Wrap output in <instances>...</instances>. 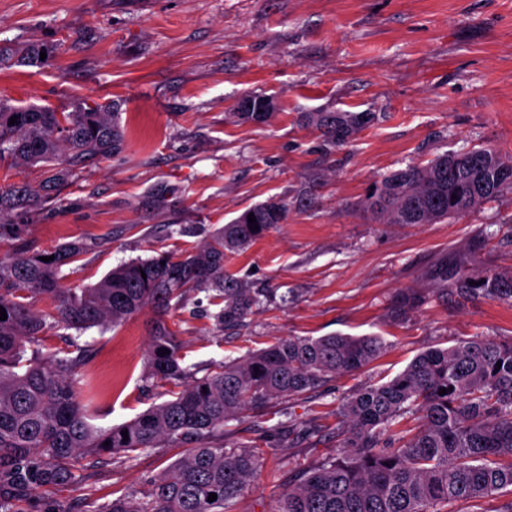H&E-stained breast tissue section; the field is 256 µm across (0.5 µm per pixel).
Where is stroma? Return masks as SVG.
<instances>
[{
    "mask_svg": "<svg viewBox=\"0 0 512 512\" xmlns=\"http://www.w3.org/2000/svg\"><path fill=\"white\" fill-rule=\"evenodd\" d=\"M32 43L58 50L41 68L0 67V97L58 112L116 102L125 146L78 169L35 218L8 214L23 230L0 255L92 244L63 270L82 288L122 262L191 253L255 204H288L285 223L225 262L267 298L243 326L217 330L210 293L190 291L162 315L148 306L104 331L69 330L94 350L80 372L101 387L96 426L167 400L144 381L161 317L185 365L200 369L289 336L382 337L388 348L365 372L286 401L319 425L311 440L272 434L257 410L229 422L244 443L272 435L238 509L270 512L293 473L335 455L336 409L356 386L390 380L431 347L512 341V299L452 289L459 267L475 282L512 271L511 192L415 226L364 207L382 175L446 151L491 146L512 160V0H0V45ZM251 94L276 99L266 124L237 121V99ZM333 111L376 120L331 147L304 117ZM160 185L172 190L162 207L152 201ZM404 291L423 300L397 318ZM184 453L113 461L39 499L55 512H96L114 490L146 491Z\"/></svg>",
    "mask_w": 512,
    "mask_h": 512,
    "instance_id": "35a3bbf8",
    "label": "stroma"
}]
</instances>
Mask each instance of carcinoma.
Returning <instances> with one entry per match:
<instances>
[{
    "instance_id": "carcinoma-1",
    "label": "carcinoma",
    "mask_w": 512,
    "mask_h": 512,
    "mask_svg": "<svg viewBox=\"0 0 512 512\" xmlns=\"http://www.w3.org/2000/svg\"><path fill=\"white\" fill-rule=\"evenodd\" d=\"M41 43L17 53L0 46V62L39 67ZM16 124H10L11 117ZM375 120L371 112H317L306 117L324 140L342 146ZM118 104L82 103L72 112L15 106L0 99V162L43 163L45 187L66 183L74 169L109 157L124 146ZM494 156L495 172L473 190L470 156ZM512 189V161L491 147L434 156L409 163L375 182L366 207L391 224H433L459 216ZM39 199L24 186L0 192V218L33 213ZM288 207L256 204L214 233L207 245L184 258L160 254L122 263L96 284L68 288L62 267L87 246L65 244L48 252H20L0 258V512H19L37 490L66 487L83 476L84 461L124 458L168 446H189L184 456L150 480L143 494L113 491L97 512H235L239 497L262 467L264 438L250 444L226 437V427L250 409H272L326 382L356 375L387 349L379 336L334 334L288 337L197 373L182 366L183 346L166 321L151 330L145 380L170 386V399L133 419L108 428L90 423L76 377L88 346L69 339L46 357H26V344L47 330L104 329L147 305L164 312L189 290H212L223 306L216 325L231 329L264 305L262 294L224 270V256L247 249ZM254 214L259 229H252ZM54 256L49 262L42 258ZM489 299L512 298V273L482 277ZM53 300L54 312L35 311L29 298ZM400 294L399 317L419 302ZM169 353L160 355L162 349ZM446 393H441V390ZM276 424L283 436L310 438L316 430L289 416ZM418 416L407 438L399 419ZM337 456L301 472L272 512H448L455 501L478 502L512 494V342L462 340L417 355L392 379L365 384L348 394L336 413ZM127 432L123 439L121 432ZM217 495L208 501L209 494Z\"/></svg>"
}]
</instances>
